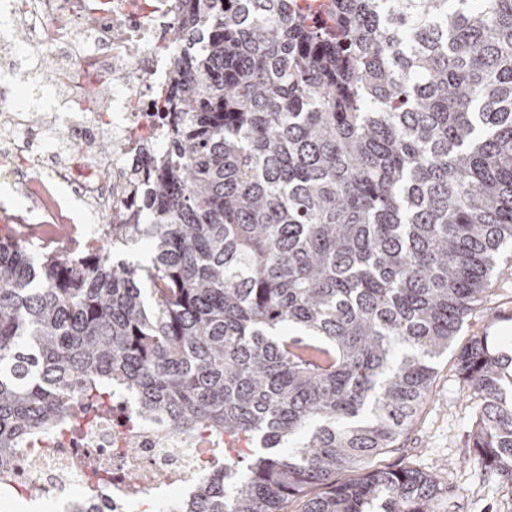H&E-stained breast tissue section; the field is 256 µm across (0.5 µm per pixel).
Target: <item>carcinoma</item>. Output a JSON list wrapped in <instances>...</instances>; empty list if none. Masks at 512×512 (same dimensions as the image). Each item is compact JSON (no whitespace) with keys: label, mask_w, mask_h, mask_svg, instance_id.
Segmentation results:
<instances>
[{"label":"carcinoma","mask_w":512,"mask_h":512,"mask_svg":"<svg viewBox=\"0 0 512 512\" xmlns=\"http://www.w3.org/2000/svg\"><path fill=\"white\" fill-rule=\"evenodd\" d=\"M138 224L82 259L0 239V512L21 449L127 392L224 438L172 512H448L366 470L512 246V0H188ZM148 263L113 255L138 240ZM512 496V356L456 353ZM351 474L344 482L340 473ZM67 512H112L91 484Z\"/></svg>","instance_id":"cac0c4a2"}]
</instances>
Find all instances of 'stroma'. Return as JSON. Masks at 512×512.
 <instances>
[{
	"label": "stroma",
	"mask_w": 512,
	"mask_h": 512,
	"mask_svg": "<svg viewBox=\"0 0 512 512\" xmlns=\"http://www.w3.org/2000/svg\"><path fill=\"white\" fill-rule=\"evenodd\" d=\"M490 336L512 343V273L495 276L485 301L466 319L458 337ZM475 401L464 389L453 354L436 364L433 391L395 447L372 460L377 469L417 468L436 476L452 490L450 512H512L495 476L473 454L471 435Z\"/></svg>",
	"instance_id": "1"
}]
</instances>
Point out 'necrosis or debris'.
<instances>
[{"instance_id":"1","label":"necrosis or debris","mask_w":512,"mask_h":512,"mask_svg":"<svg viewBox=\"0 0 512 512\" xmlns=\"http://www.w3.org/2000/svg\"><path fill=\"white\" fill-rule=\"evenodd\" d=\"M185 12L186 0H0V183L19 186L27 199L22 208L0 199L9 223L43 231L81 225L76 253L107 225L139 223L146 154L161 135L182 54L170 31ZM17 28L28 35L21 47ZM102 82L111 96L95 94ZM105 133L108 153L98 148ZM133 413L121 394L111 418L74 415L62 433L20 455L13 486L37 488L52 512H65L73 491L108 476L114 512L148 504L165 512L162 491L201 474L212 442L205 433H177L163 417L129 423ZM84 452L95 456L96 470L73 469Z\"/></svg>"}]
</instances>
